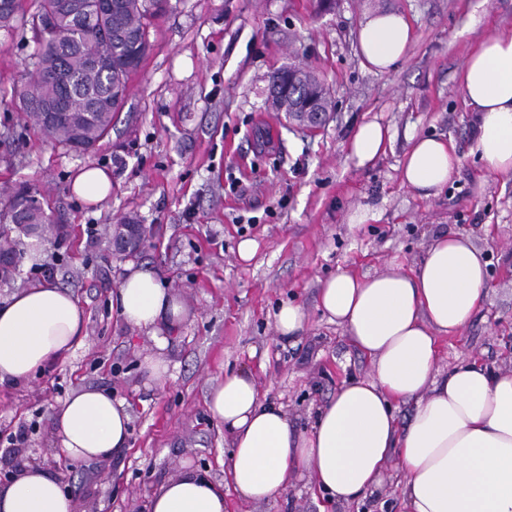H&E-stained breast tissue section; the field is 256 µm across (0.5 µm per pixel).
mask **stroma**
Here are the masks:
<instances>
[{"label": "stroma", "mask_w": 512, "mask_h": 512, "mask_svg": "<svg viewBox=\"0 0 512 512\" xmlns=\"http://www.w3.org/2000/svg\"><path fill=\"white\" fill-rule=\"evenodd\" d=\"M377 10L402 13L413 32L405 59L386 73L369 70L357 50L360 21ZM495 31H512V0H169L110 135L76 152L44 139L14 104L36 44L29 30H0V203L24 186L52 217L40 229L44 269L17 257L1 263L0 299L50 281L87 318L86 342L68 359L0 386V469L49 470L80 512H144L160 482L185 464L224 481L229 448L206 405L210 384L248 371L264 397L310 429L343 380L370 371L318 310L321 281L341 270L416 267L442 232L483 251L491 289L462 335L441 339L439 366L471 357L511 371L512 280L502 273L512 269V178L471 156L473 114L459 85L463 60ZM290 63L315 73L332 100L317 130L265 103L270 73ZM370 120L390 126L395 139L360 167L351 139ZM425 134L452 140L460 158L448 187L427 198L400 178L410 136ZM86 165L112 174L111 196L95 207L71 192ZM362 210L368 220L350 223ZM123 217L147 230L133 256L116 245ZM246 238L258 245L249 261L237 252ZM130 263L156 271L188 309L162 353L170 369L159 383L140 366L153 341L112 307ZM287 301L308 314L288 343L274 318ZM87 387L125 402L130 445L110 460L64 468L52 409ZM22 427L24 443L10 447L8 436ZM401 485L392 467L374 494L347 503L316 494L308 473L268 501H239L230 488L225 497L229 512H402Z\"/></svg>", "instance_id": "35a3bbf8"}]
</instances>
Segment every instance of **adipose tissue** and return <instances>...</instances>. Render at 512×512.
I'll return each instance as SVG.
<instances>
[{
    "mask_svg": "<svg viewBox=\"0 0 512 512\" xmlns=\"http://www.w3.org/2000/svg\"><path fill=\"white\" fill-rule=\"evenodd\" d=\"M368 66L387 72L401 63L412 40L405 16L373 11L358 30ZM465 105L476 115L470 152L487 170L512 175V34L487 35L461 68ZM392 140L380 122L362 123L351 154L366 165ZM460 159L446 139L415 137L401 168L403 185L423 196L441 191ZM72 192L98 204L112 191V175L81 169ZM488 295L487 262L463 235L444 234L414 269L357 277L341 271L322 281L318 307L343 327L350 343L370 358L369 376L343 381L302 432L282 406L263 400L251 374L231 372L213 384L206 403L224 426L231 451L224 462L239 499L264 501L284 492L302 471L320 490L349 501L378 488L389 463L402 475L406 512H512V371L475 360L437 367L439 340L469 325ZM112 307L130 328L146 332L157 352L142 362L147 381L169 372L159 357L186 319L182 304L151 269L127 265ZM86 337V319L72 293L45 282L0 301V385H18L55 360L67 358ZM413 404L406 425L394 405ZM54 445L72 461L103 460L129 444L130 416L111 393L83 389L53 413ZM60 481L27 468L0 484V512H77ZM147 512H228L224 489L185 467L164 480Z\"/></svg>",
    "mask_w": 512,
    "mask_h": 512,
    "instance_id": "1",
    "label": "adipose tissue"
}]
</instances>
